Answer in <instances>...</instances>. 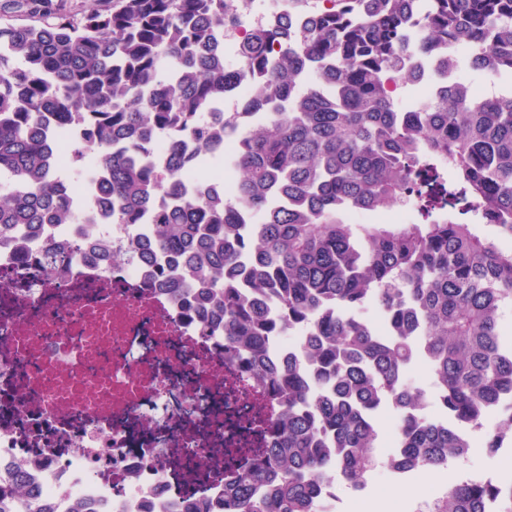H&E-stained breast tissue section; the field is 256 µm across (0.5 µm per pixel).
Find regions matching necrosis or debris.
<instances>
[{"mask_svg":"<svg viewBox=\"0 0 512 512\" xmlns=\"http://www.w3.org/2000/svg\"><path fill=\"white\" fill-rule=\"evenodd\" d=\"M140 224H47L0 236V476L26 478L54 512H222L224 451L267 429L280 406L235 374L224 339L126 254ZM91 239L111 265L56 274L45 251Z\"/></svg>","mask_w":512,"mask_h":512,"instance_id":"obj_1","label":"necrosis or debris"}]
</instances>
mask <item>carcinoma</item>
<instances>
[{
	"instance_id": "carcinoma-1",
	"label": "carcinoma",
	"mask_w": 512,
	"mask_h": 512,
	"mask_svg": "<svg viewBox=\"0 0 512 512\" xmlns=\"http://www.w3.org/2000/svg\"><path fill=\"white\" fill-rule=\"evenodd\" d=\"M38 24L0 26V235L20 224H76L93 206L114 224H149L129 248L155 267L188 311L211 314L237 367L281 404L274 444L224 484L223 512H316L319 487L358 489L377 466L448 467L466 430L488 447L512 440V251L477 232L479 216L512 233V91L478 98L438 78L432 102L404 112L406 29L414 0H325L300 26L256 28L240 67H224L233 0H112L82 13L14 0ZM420 49L472 46L466 66L512 79V0H430ZM245 81L239 112H217ZM72 133L73 175L51 160L52 132ZM170 134L165 166L151 158ZM236 169L233 200L183 170L215 158ZM91 185L78 200L72 178ZM409 206L406 224H352L350 210ZM249 212L239 236L226 211ZM82 249H49L60 266ZM281 306L279 324L258 300ZM302 332L284 362L267 358L272 330ZM427 365L454 426L426 417V393L404 383ZM398 413L399 451L375 453L376 417ZM512 512V483L464 480L420 512Z\"/></svg>"
}]
</instances>
